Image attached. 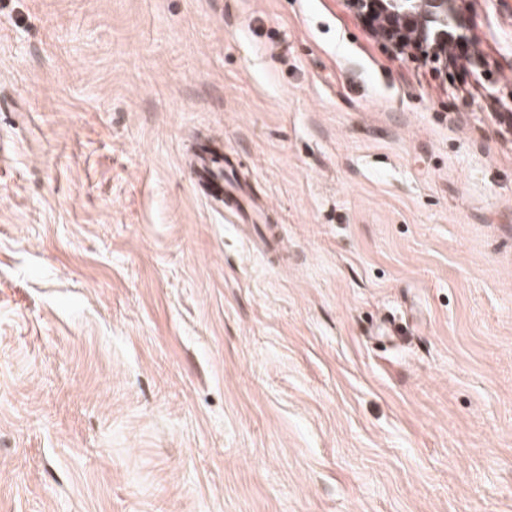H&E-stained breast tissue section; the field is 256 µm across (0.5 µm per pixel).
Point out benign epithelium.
I'll list each match as a JSON object with an SVG mask.
<instances>
[{"label": "benign epithelium", "instance_id": "7a95c632", "mask_svg": "<svg viewBox=\"0 0 512 512\" xmlns=\"http://www.w3.org/2000/svg\"><path fill=\"white\" fill-rule=\"evenodd\" d=\"M353 12L372 24L375 36L398 52L421 48L448 65L453 48L464 46L465 27L457 0H348Z\"/></svg>", "mask_w": 512, "mask_h": 512}]
</instances>
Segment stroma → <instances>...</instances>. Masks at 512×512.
<instances>
[{"label":"stroma","instance_id":"stroma-1","mask_svg":"<svg viewBox=\"0 0 512 512\" xmlns=\"http://www.w3.org/2000/svg\"><path fill=\"white\" fill-rule=\"evenodd\" d=\"M457 6L476 76L347 0H0V512H512V0ZM195 175L197 183L203 187L209 196L217 199H223L224 197L225 201L224 179L218 178L205 160L201 161L200 167L195 171Z\"/></svg>","mask_w":512,"mask_h":512}]
</instances>
